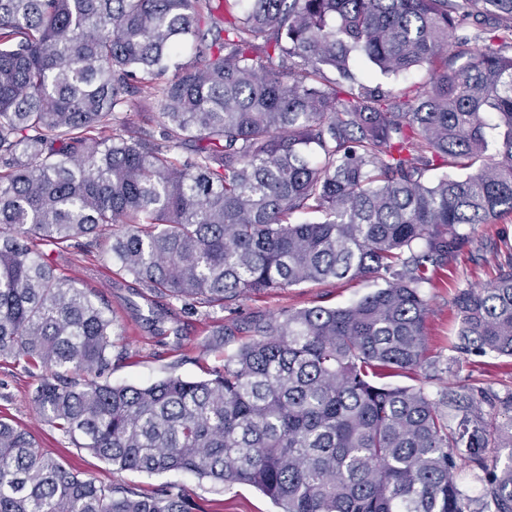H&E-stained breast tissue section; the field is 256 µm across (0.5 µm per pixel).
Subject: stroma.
Here are the masks:
<instances>
[{
    "label": "stroma",
    "instance_id": "1",
    "mask_svg": "<svg viewBox=\"0 0 512 512\" xmlns=\"http://www.w3.org/2000/svg\"><path fill=\"white\" fill-rule=\"evenodd\" d=\"M472 251L452 260L438 271L435 283L424 290L428 303L426 318L428 355L434 370L405 373L390 378L393 386L424 388L436 395L444 386L489 388L499 395L512 392V358L463 356L457 342L458 318L453 297L458 289L478 287L492 276L493 268L512 244V215L475 229ZM61 272L86 282L112 308L119 324L115 338L118 360L113 361L110 379L122 385L147 386L168 376L186 379L204 377L208 368L224 358L223 347L210 346V333L216 327H232L249 316L278 314L314 305L341 306L357 301L380 287V280L365 278L338 281L325 286L302 284L251 296L230 309L188 310L182 304L160 307V319H147L149 306L132 278L117 270L103 255H95L96 271L85 279V261L76 254L54 257ZM36 381L17 364L0 362V416L26 428L44 451L61 458L66 466L104 483L128 485L152 493L168 484L201 503L205 512H277L271 500L256 488L235 484L216 486L188 472L148 475L138 471L113 472L111 467L89 453L70 447L67 440L47 425L32 401Z\"/></svg>",
    "mask_w": 512,
    "mask_h": 512
}]
</instances>
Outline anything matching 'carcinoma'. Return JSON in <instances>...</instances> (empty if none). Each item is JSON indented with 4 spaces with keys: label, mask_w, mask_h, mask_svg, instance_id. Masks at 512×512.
I'll return each mask as SVG.
<instances>
[{
    "label": "carcinoma",
    "mask_w": 512,
    "mask_h": 512,
    "mask_svg": "<svg viewBox=\"0 0 512 512\" xmlns=\"http://www.w3.org/2000/svg\"><path fill=\"white\" fill-rule=\"evenodd\" d=\"M189 43L198 60L176 62ZM360 58L428 78L384 92ZM133 91L157 118H129ZM445 167L468 174L427 180ZM505 214L512 0H0V361L24 363L45 423L114 473L250 485L279 512H512V394L381 382L433 367L429 269ZM46 246L103 248L201 307L384 286L221 328L250 338L204 378L114 386L112 310ZM454 306L460 353L512 357L511 245ZM0 512L203 508L100 484L1 418Z\"/></svg>",
    "instance_id": "obj_1"
}]
</instances>
